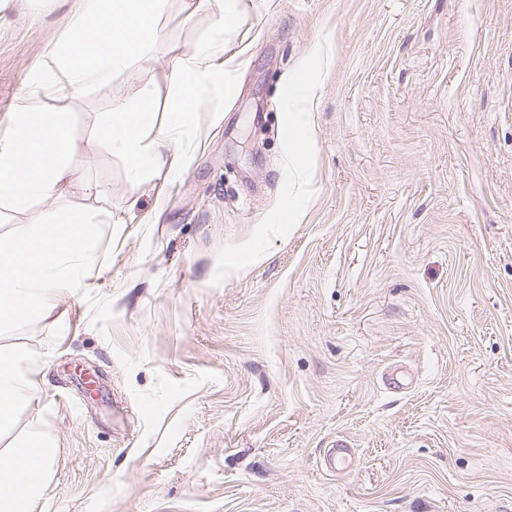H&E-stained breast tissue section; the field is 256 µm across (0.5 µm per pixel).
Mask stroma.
Masks as SVG:
<instances>
[{
  "instance_id": "stroma-1",
  "label": "stroma",
  "mask_w": 512,
  "mask_h": 512,
  "mask_svg": "<svg viewBox=\"0 0 512 512\" xmlns=\"http://www.w3.org/2000/svg\"><path fill=\"white\" fill-rule=\"evenodd\" d=\"M185 155L131 190L88 153L120 103L168 118L170 66L218 4L166 0L109 83L59 92L83 0H0V118L71 114L103 211L87 292L0 336L39 383L0 449L56 450L34 512H502L512 504V0H240ZM303 136L306 149L288 154ZM398 368L411 389L386 387ZM348 438L355 467L326 475Z\"/></svg>"
}]
</instances>
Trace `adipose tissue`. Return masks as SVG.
Masks as SVG:
<instances>
[{"mask_svg": "<svg viewBox=\"0 0 512 512\" xmlns=\"http://www.w3.org/2000/svg\"><path fill=\"white\" fill-rule=\"evenodd\" d=\"M162 7V0H112L108 6L103 0H85L83 16L57 53L68 94L110 81L146 42L159 38ZM239 21L238 0H226L215 21V38L173 63L166 123H157L153 104L145 97L135 107L113 108L98 124L87 147L120 152L129 167L131 190H138L153 169L185 168V158L167 159L162 147L191 122L202 104V87L223 80L212 60L223 52L225 37L234 33ZM71 143L68 113L48 108L38 90H31L27 104L0 119V203L22 211L37 199L64 200L81 181L69 160ZM27 359L24 351L0 348V431L11 427L16 410L30 404L39 389L23 369ZM54 455L49 440L33 435L0 450V512H34L50 484Z\"/></svg>", "mask_w": 512, "mask_h": 512, "instance_id": "ef3b65f1", "label": "adipose tissue"}]
</instances>
